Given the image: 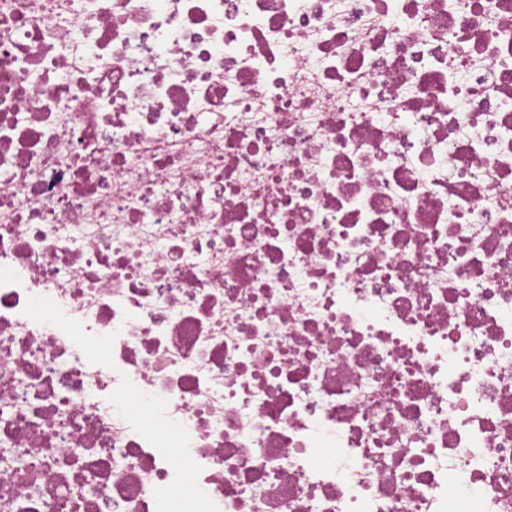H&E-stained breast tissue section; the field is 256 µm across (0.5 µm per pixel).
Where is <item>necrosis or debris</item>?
<instances>
[{
	"label": "necrosis or debris",
	"instance_id": "necrosis-or-debris-1",
	"mask_svg": "<svg viewBox=\"0 0 512 512\" xmlns=\"http://www.w3.org/2000/svg\"><path fill=\"white\" fill-rule=\"evenodd\" d=\"M512 512V0H0V512Z\"/></svg>",
	"mask_w": 512,
	"mask_h": 512
}]
</instances>
